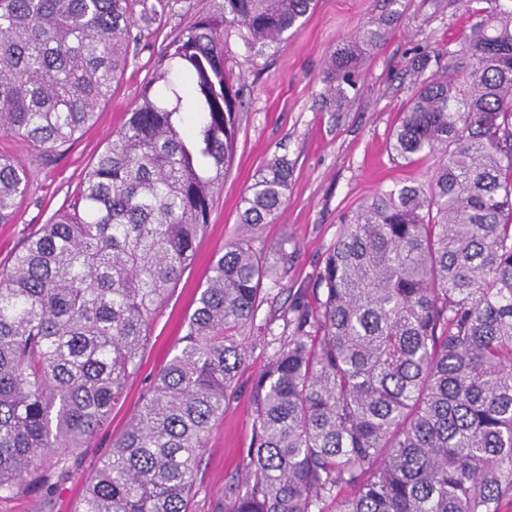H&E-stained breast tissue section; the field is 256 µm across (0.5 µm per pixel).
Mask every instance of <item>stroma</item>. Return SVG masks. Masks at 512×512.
Here are the masks:
<instances>
[{
  "mask_svg": "<svg viewBox=\"0 0 512 512\" xmlns=\"http://www.w3.org/2000/svg\"><path fill=\"white\" fill-rule=\"evenodd\" d=\"M221 0H163L152 22L137 20L126 71L98 119L71 146L46 154L19 140L0 137L27 169L31 189L12 223L0 224V266L46 222L80 175L124 123L171 35L199 13L216 11ZM392 17L381 46L358 69L356 83L338 97L327 62L336 46L363 25ZM469 29L463 0H317L303 28L279 49L257 55L238 39L224 53L231 79H244L246 107L209 224L195 258L167 304L155 315L139 370L89 447L81 449L75 475L60 479L51 498L39 494L0 499V512H74L83 493L82 474L92 471L124 429L157 373L169 363L187 330L213 257L239 231L240 200L262 167L283 156L293 166L288 203L253 233V245L275 274L269 297L239 331L250 355L239 368L234 393L214 426L200 463L191 512H224L231 487L241 483L252 438L251 382L266 362L268 341L285 333L283 311L305 295L335 242L341 225L380 191L425 182L429 159L407 162L389 149L391 133L417 83L437 74L420 72L412 58L456 48Z\"/></svg>",
  "mask_w": 512,
  "mask_h": 512,
  "instance_id": "stroma-1",
  "label": "stroma"
}]
</instances>
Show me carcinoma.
I'll return each mask as SVG.
<instances>
[{"label":"carcinoma","instance_id":"1","mask_svg":"<svg viewBox=\"0 0 512 512\" xmlns=\"http://www.w3.org/2000/svg\"><path fill=\"white\" fill-rule=\"evenodd\" d=\"M315 0H222L166 45L77 190L0 268V497L52 494L140 367L153 317L195 256L238 133L236 33L260 54ZM469 33L416 87L391 150L435 158L344 225L288 336L252 382L247 477L227 512H500L512 496V0H464ZM390 21L333 52L352 83ZM132 0H0V133L46 153L112 97ZM271 159L241 199L182 345L97 468L77 512H188L202 448L274 279L249 233L288 198ZM29 175L0 153V223Z\"/></svg>","mask_w":512,"mask_h":512}]
</instances>
